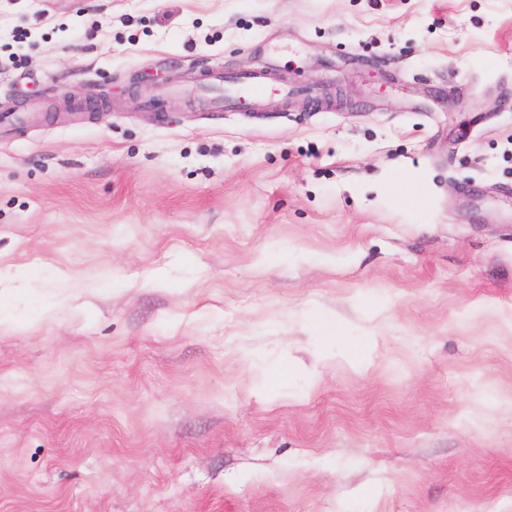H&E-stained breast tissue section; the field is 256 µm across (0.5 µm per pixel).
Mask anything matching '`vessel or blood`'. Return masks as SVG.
Masks as SVG:
<instances>
[{
    "instance_id": "1",
    "label": "vessel or blood",
    "mask_w": 512,
    "mask_h": 512,
    "mask_svg": "<svg viewBox=\"0 0 512 512\" xmlns=\"http://www.w3.org/2000/svg\"><path fill=\"white\" fill-rule=\"evenodd\" d=\"M198 87L208 93L209 106L215 112H237L245 106L261 110L274 95L287 98L294 94L288 87L274 91L261 74L250 72L215 71L199 81Z\"/></svg>"
}]
</instances>
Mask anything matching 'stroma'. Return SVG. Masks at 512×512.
Masks as SVG:
<instances>
[{"label":"stroma","mask_w":512,"mask_h":512,"mask_svg":"<svg viewBox=\"0 0 512 512\" xmlns=\"http://www.w3.org/2000/svg\"><path fill=\"white\" fill-rule=\"evenodd\" d=\"M15 110L0 512H512V0H0ZM262 78L260 73H224L219 70L206 75L196 85L210 95L209 108L213 112H239L246 105L253 110H262L275 95L288 99L300 93L297 87L270 89Z\"/></svg>","instance_id":"obj_1"}]
</instances>
